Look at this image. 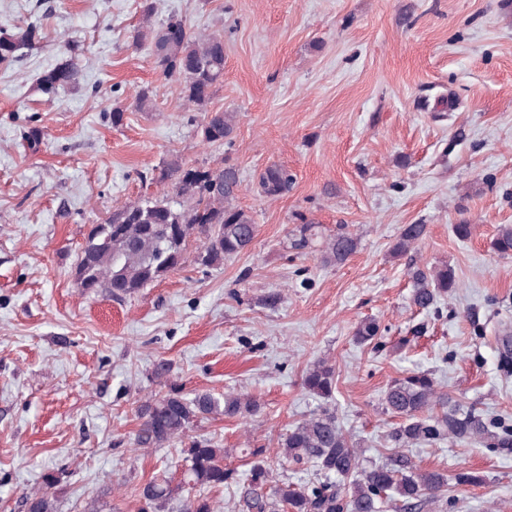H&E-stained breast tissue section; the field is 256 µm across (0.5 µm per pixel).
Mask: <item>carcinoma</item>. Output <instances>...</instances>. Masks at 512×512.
Returning a JSON list of instances; mask_svg holds the SVG:
<instances>
[{
	"label": "carcinoma",
	"instance_id": "1",
	"mask_svg": "<svg viewBox=\"0 0 512 512\" xmlns=\"http://www.w3.org/2000/svg\"><path fill=\"white\" fill-rule=\"evenodd\" d=\"M38 26L0 27V63L21 57L35 45ZM153 55L161 74L181 82L186 100L202 108L204 119L199 133L208 143L231 141L235 116L222 109H208L213 89L224 78V36H193L186 20L171 15L159 22L153 42ZM83 84L77 63L66 58L35 79L36 90L52 101L67 88ZM172 195L147 197L124 206L103 224L92 228L78 256L77 269L93 288L122 299L168 271L182 265L189 242L198 239L204 246L198 259L206 265L221 264L252 244L256 232L251 215L232 205L240 180L233 167L211 169L205 166L178 168ZM293 178L279 166L265 168L256 178L258 194L275 197L288 193ZM427 234L425 224L403 226L392 252L406 254ZM319 236L316 224L296 227L291 248H308ZM358 237L340 224L322 250L326 263L340 265L354 255ZM491 249L500 256L512 255V225L499 226ZM411 303L427 310L457 288L452 270L412 266ZM380 333L373 320L362 322L355 336L370 343ZM305 387L314 395L331 397L336 386L335 366L320 361L310 368ZM384 411L401 418L391 432V441L401 449L412 444H431L445 438L481 440L490 437L483 422L451 403L439 391L437 382L424 371H409L395 379L383 398ZM259 411L249 396L226 394L216 397L198 392L185 397L170 385L158 391L137 408L141 420L136 445L158 448L174 439H187L180 449V478L160 474L136 488L145 503L158 509L180 497L183 512H213L205 491L219 490L236 481V472L224 464V448L207 438L188 435L194 423L216 415L252 416ZM285 462L312 464L321 480L301 486L287 476L274 479L273 467L264 449L252 448L247 486L238 501V512H382L391 502L399 512H417L436 498L447 485L440 473L417 469L411 459L397 451L370 469L361 468L360 457L336 423L333 412L324 409L295 424L279 441ZM59 474L44 473L41 487L25 496L27 512H55Z\"/></svg>",
	"mask_w": 512,
	"mask_h": 512
}]
</instances>
